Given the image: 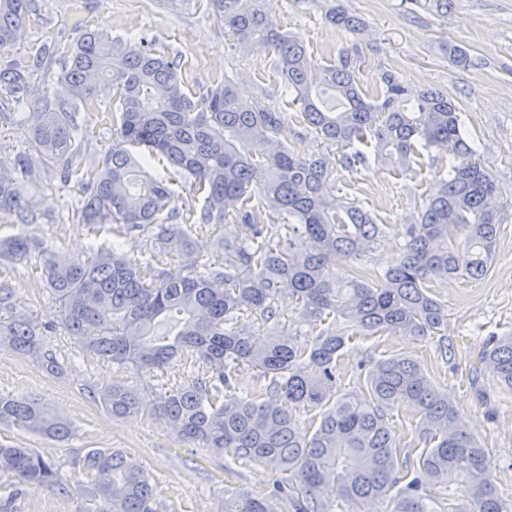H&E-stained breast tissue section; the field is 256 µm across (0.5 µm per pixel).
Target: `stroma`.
Instances as JSON below:
<instances>
[{
  "label": "stroma",
  "mask_w": 512,
  "mask_h": 512,
  "mask_svg": "<svg viewBox=\"0 0 512 512\" xmlns=\"http://www.w3.org/2000/svg\"><path fill=\"white\" fill-rule=\"evenodd\" d=\"M330 2L267 0L265 7L318 62L336 60L343 51L362 52L366 62L359 77L368 94H375L378 75L386 69L397 72L411 90L434 87L448 93L461 111L481 164L501 192V224L486 277L431 285L448 312L444 330L417 339L353 331L336 362V391L355 390L359 367L366 361L394 355L416 360L455 402L462 423L483 445L504 508L512 512V390L501 386L481 361L489 337L512 336V0H452L444 15L409 0H341L363 22L356 33L326 22ZM88 29L127 42L144 38L156 52L178 57L185 90L193 97L231 81L244 99L283 112L286 126L297 132L288 141L291 150L337 157L334 145L303 127L298 106L284 90L273 51L244 49L207 10L206 0H177L172 8L157 0H31L23 39L0 48V68L27 62L43 47L54 48L47 68L33 77L28 94L47 96L71 109L73 162L79 171L100 169L113 138L110 93L102 92L98 107L77 106L60 79L74 44ZM452 44L466 51L467 66L449 63ZM446 172V161L435 162L427 155L417 159L407 176L374 162L353 171L335 169L337 198L370 212L384 230L365 257L364 273L397 261L404 225L415 223L434 179ZM23 192L32 202L36 222L23 224L15 215L2 213L0 233L38 237L65 255L114 246L146 260L153 251L147 232L118 240L105 229L86 235L71 221L82 192L52 172H36L24 183ZM0 284L13 291L36 322L53 323L45 341L67 362L64 373L53 377L34 357L0 346V394L38 402L64 417L73 430L69 439L58 442L0 428V441L43 451L67 488L63 494L29 493L20 503L21 512H97L99 504L75 465L93 448L119 450L135 459L151 477L159 512H224L225 498L237 493L262 497L281 481V474L262 463L244 460L229 468L224 458L179 442L152 409L164 391L182 382L183 368L146 373L91 358L64 328L59 304L43 286L34 263H0ZM117 381L138 390L143 412L111 417L99 393Z\"/></svg>",
  "instance_id": "obj_1"
}]
</instances>
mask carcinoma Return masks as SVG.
I'll use <instances>...</instances> for the list:
<instances>
[{
    "mask_svg": "<svg viewBox=\"0 0 512 512\" xmlns=\"http://www.w3.org/2000/svg\"><path fill=\"white\" fill-rule=\"evenodd\" d=\"M28 2L0 0V47L22 38ZM207 3L237 40L273 50L303 122L340 148L336 160L290 151L282 113L242 101L232 83L196 100L184 90L177 59L156 54L144 39L128 45L89 30L61 78L84 105L105 84L115 90V138L101 171L85 180L88 195L73 221L89 230L107 224L116 238L155 229L157 258L141 262L115 249L65 257L38 238L11 235L0 237V260L37 253L65 328L91 357L144 372L187 362L189 378L170 387L158 406L174 435L294 478L296 488L277 486L278 499L293 512H329L337 501L358 509L387 498L404 466L388 419L397 406L413 412L432 447L419 456L389 512H504L485 469V449L415 360H370L364 389L336 394V361L350 327L430 336L447 312L428 284L479 280L489 271L499 188L469 144L457 105L430 87L410 97L392 71L378 76L379 91L370 97L359 83V54L318 63L271 20L263 0ZM325 19L352 31L360 26L339 5ZM51 55L46 49L27 65L0 71V87L17 94L13 110L27 107L20 93ZM32 110L38 119L28 152L0 159V211L25 220L33 210L23 177L37 168L65 182L76 175L71 112L45 97ZM424 151L448 157V175L430 189L418 222L405 225L399 261L369 281L356 270L336 279V261L360 260L381 228L366 211L336 199L334 165L353 169L373 157L407 175ZM161 159L189 179L198 205L179 209L171 183L143 171ZM200 235L212 237L224 261L197 244ZM170 252L184 263H162ZM289 305L317 330L308 347L276 332ZM244 311L275 331L239 323ZM0 344L36 358L49 375L64 371L45 347L42 328L2 285ZM484 359L512 389V336L492 340ZM246 370L256 371L263 387L224 401ZM101 400L115 418L140 409L137 390L122 383L105 389ZM286 401L320 409L312 433L302 431ZM0 426L60 439L72 433L67 420L37 404L2 396ZM79 464L101 512H157L149 475L123 452L93 449ZM0 475L10 481L0 493V512H19L32 491L63 490L58 471L36 448L0 443ZM224 512L273 509L265 498L237 495L224 501Z\"/></svg>",
    "mask_w": 512,
    "mask_h": 512,
    "instance_id": "1",
    "label": "carcinoma"
}]
</instances>
